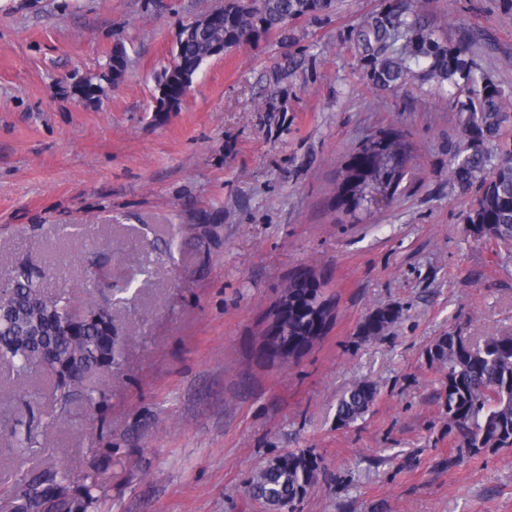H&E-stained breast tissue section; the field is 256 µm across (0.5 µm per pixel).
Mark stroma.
I'll return each mask as SVG.
<instances>
[{
    "label": "stroma",
    "mask_w": 512,
    "mask_h": 512,
    "mask_svg": "<svg viewBox=\"0 0 512 512\" xmlns=\"http://www.w3.org/2000/svg\"><path fill=\"white\" fill-rule=\"evenodd\" d=\"M219 0H5L0 5V280L22 260L82 300L80 263L110 247L112 277L150 278L115 305L121 354L104 409L44 432L74 476L106 464L97 512H266L254 472L293 452L313 480L294 512H512V448L471 452L448 427V332L512 335V244L477 239L478 184L450 164L476 101L424 74L372 70L370 34L400 0H338L207 60L180 109L154 113L182 26ZM448 46L512 94V0H410ZM128 67L99 103L71 93L116 44ZM412 160L394 199L352 216L347 165L373 134ZM194 224L213 228L209 237ZM333 313L297 356L264 351L291 281ZM393 319L366 339L364 321ZM376 384L362 419L337 396Z\"/></svg>",
    "instance_id": "obj_1"
}]
</instances>
